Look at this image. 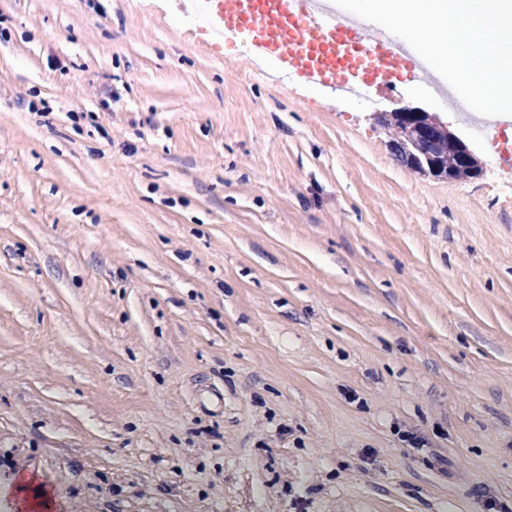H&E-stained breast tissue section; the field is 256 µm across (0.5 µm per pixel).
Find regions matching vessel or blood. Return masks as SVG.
I'll use <instances>...</instances> for the list:
<instances>
[{
	"label": "vessel or blood",
	"instance_id": "1",
	"mask_svg": "<svg viewBox=\"0 0 512 512\" xmlns=\"http://www.w3.org/2000/svg\"><path fill=\"white\" fill-rule=\"evenodd\" d=\"M223 30L281 57L296 74L349 94L387 87L414 72L440 93L448 84L415 52L340 15L334 0H214Z\"/></svg>",
	"mask_w": 512,
	"mask_h": 512
}]
</instances>
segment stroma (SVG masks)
Here are the masks:
<instances>
[{
	"label": "stroma",
	"instance_id": "1",
	"mask_svg": "<svg viewBox=\"0 0 512 512\" xmlns=\"http://www.w3.org/2000/svg\"><path fill=\"white\" fill-rule=\"evenodd\" d=\"M180 2L0 0V481L52 512H512V147L421 176Z\"/></svg>",
	"mask_w": 512,
	"mask_h": 512
}]
</instances>
